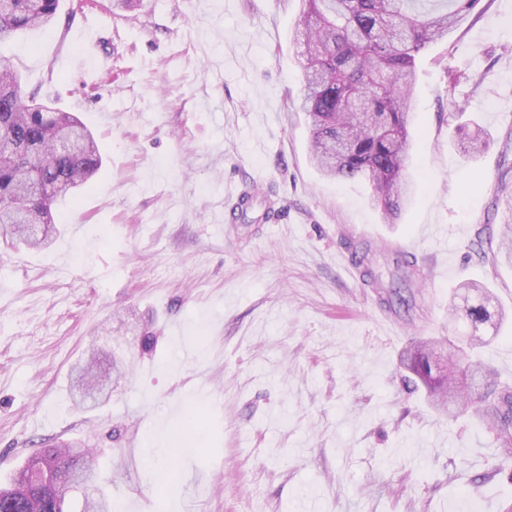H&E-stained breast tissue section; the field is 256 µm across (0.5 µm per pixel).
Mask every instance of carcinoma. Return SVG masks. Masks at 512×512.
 <instances>
[{
	"instance_id": "cac0c4a2",
	"label": "carcinoma",
	"mask_w": 512,
	"mask_h": 512,
	"mask_svg": "<svg viewBox=\"0 0 512 512\" xmlns=\"http://www.w3.org/2000/svg\"><path fill=\"white\" fill-rule=\"evenodd\" d=\"M480 0H301L296 40L304 46L301 111L310 122V152L318 171L335 179L369 181L383 219L395 223L410 190L406 161L410 96L416 59L431 43L448 36ZM59 0H0V42L21 32L45 28L57 17ZM487 148L482 130L466 135L461 149L475 155ZM93 134L71 112L25 97L19 72L0 62V238L47 248L57 228V198L85 185L102 167ZM490 225L477 232V251L492 263L512 264V223L502 225L493 249ZM365 284L378 287L370 249L355 253ZM389 287L411 288L416 264L398 253ZM474 334L467 346L448 345V373L432 370L436 350L428 341L405 349L401 365L415 375L434 401L448 402V415L480 407V416L502 448L512 447V386L502 385L470 354L484 345L479 326L492 322L485 303L466 307ZM96 358L77 367L78 387L91 398ZM484 389L479 400L461 389L459 372ZM38 457L67 469L96 472L90 450L72 444L44 448ZM82 491L78 512H110L106 499L87 485L54 481L29 486L26 497L0 488V512H63L65 494Z\"/></svg>"
}]
</instances>
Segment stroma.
Segmentation results:
<instances>
[{
  "instance_id": "1",
  "label": "stroma",
  "mask_w": 512,
  "mask_h": 512,
  "mask_svg": "<svg viewBox=\"0 0 512 512\" xmlns=\"http://www.w3.org/2000/svg\"><path fill=\"white\" fill-rule=\"evenodd\" d=\"M299 9L60 0L53 26L0 42L24 90L78 115L103 156L54 205L50 248H0L1 484L70 440L95 453L112 512L512 506V449L475 414L448 419L399 365L412 341L468 334L448 305L477 281L504 314L482 363L512 385V267L473 251L512 197V0H480L419 56L415 198L395 224L368 182L310 160ZM466 121L490 136L474 158L456 148ZM361 243L381 287L347 267ZM394 252L417 263L408 308L385 287ZM92 345L101 372L113 354L126 368L84 409L71 370Z\"/></svg>"
}]
</instances>
